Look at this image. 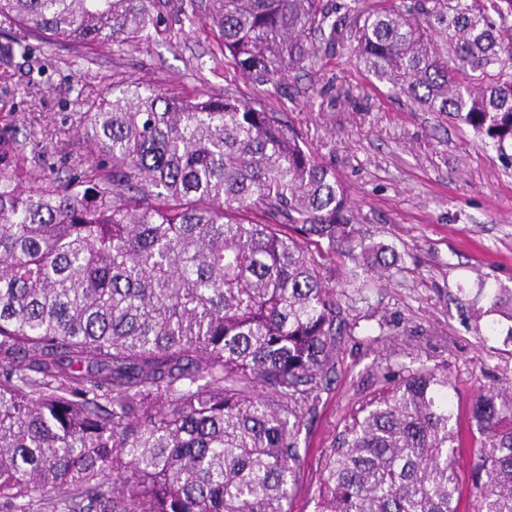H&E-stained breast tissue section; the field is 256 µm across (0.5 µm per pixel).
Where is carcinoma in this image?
<instances>
[{
  "label": "carcinoma",
  "mask_w": 512,
  "mask_h": 512,
  "mask_svg": "<svg viewBox=\"0 0 512 512\" xmlns=\"http://www.w3.org/2000/svg\"><path fill=\"white\" fill-rule=\"evenodd\" d=\"M208 0L257 94L131 81L79 114L68 176L0 133V512H288L336 372L345 289L389 276L335 170L263 100L350 45L375 81L512 162V0ZM157 0H0L43 43L131 42ZM314 248H309V245ZM356 267L332 282L326 258ZM512 306L494 289L472 314ZM467 512H512V382L470 406ZM445 365L387 366L321 461L312 512H458Z\"/></svg>",
  "instance_id": "carcinoma-1"
}]
</instances>
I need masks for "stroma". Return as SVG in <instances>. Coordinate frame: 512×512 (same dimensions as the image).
Segmentation results:
<instances>
[{
    "mask_svg": "<svg viewBox=\"0 0 512 512\" xmlns=\"http://www.w3.org/2000/svg\"><path fill=\"white\" fill-rule=\"evenodd\" d=\"M133 79L178 94L253 96L219 51L204 7L186 12L179 0H161L156 26L137 42L48 49L32 39L1 59L0 116L42 112L40 125L18 126L17 137L40 142L42 163L58 171L78 138L81 100ZM265 103L335 168L359 237L397 259L388 283L342 301L355 328L338 341L336 373L301 433V480L288 504L311 512L322 456L346 415L372 396L386 358L446 364L462 418L479 391L512 381V343L479 339L468 317L485 305L484 289H512V166L450 115L373 85L347 47L290 72ZM382 318L394 323L391 335H380Z\"/></svg>",
    "mask_w": 512,
    "mask_h": 512,
    "instance_id": "obj_1",
    "label": "stroma"
}]
</instances>
